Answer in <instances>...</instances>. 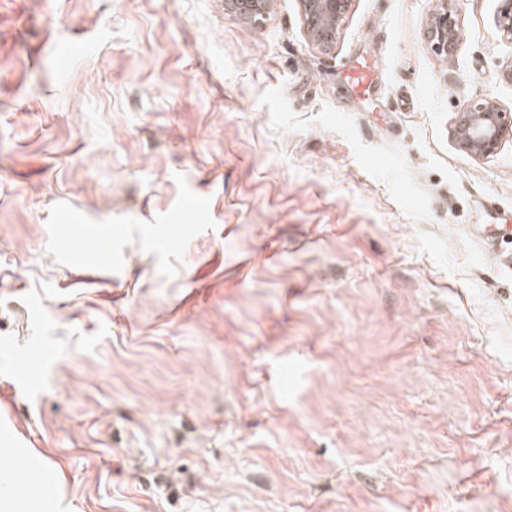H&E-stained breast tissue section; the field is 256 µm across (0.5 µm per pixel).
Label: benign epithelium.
I'll return each mask as SVG.
<instances>
[{
    "mask_svg": "<svg viewBox=\"0 0 512 512\" xmlns=\"http://www.w3.org/2000/svg\"><path fill=\"white\" fill-rule=\"evenodd\" d=\"M350 0H301L306 32L324 51L333 47ZM454 0H436L426 20L425 36L437 54L449 57L459 45L460 31L451 19L449 5ZM452 137L458 147L473 158L495 154L503 141L512 138V114L487 97L465 106L457 113Z\"/></svg>",
    "mask_w": 512,
    "mask_h": 512,
    "instance_id": "benign-epithelium-1",
    "label": "benign epithelium"
}]
</instances>
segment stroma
Here are the masks:
<instances>
[{
	"mask_svg": "<svg viewBox=\"0 0 512 512\" xmlns=\"http://www.w3.org/2000/svg\"><path fill=\"white\" fill-rule=\"evenodd\" d=\"M433 5L351 0L324 51L300 0L246 29L224 0H0L18 512H512V140L451 135L512 112V38L462 0L438 56ZM196 195L210 223L170 230ZM63 210L95 253L62 256ZM437 4L426 20L425 36L428 45L438 55L452 56L460 41V31L451 19L449 8L459 0H436ZM452 137L473 158L494 155L508 137L512 139V114L495 98L487 97L466 105L457 113Z\"/></svg>",
	"mask_w": 512,
	"mask_h": 512,
	"instance_id": "35a3bbf8",
	"label": "stroma"
}]
</instances>
